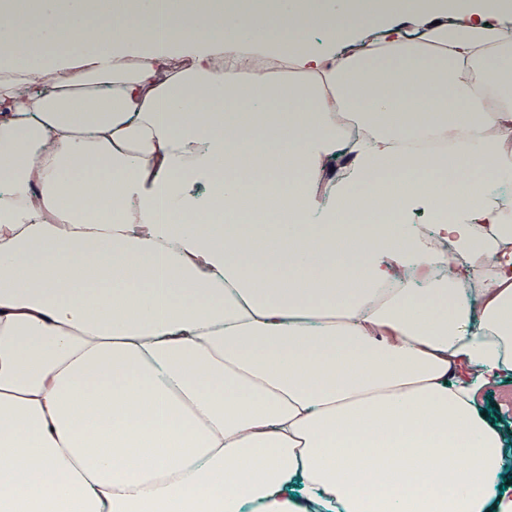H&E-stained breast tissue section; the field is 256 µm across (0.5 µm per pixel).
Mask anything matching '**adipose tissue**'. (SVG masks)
Instances as JSON below:
<instances>
[{"mask_svg": "<svg viewBox=\"0 0 512 512\" xmlns=\"http://www.w3.org/2000/svg\"><path fill=\"white\" fill-rule=\"evenodd\" d=\"M155 3L0 0V512H512L494 0ZM482 408L496 422L512 429V381L487 389L482 395Z\"/></svg>", "mask_w": 512, "mask_h": 512, "instance_id": "obj_1", "label": "adipose tissue"}]
</instances>
